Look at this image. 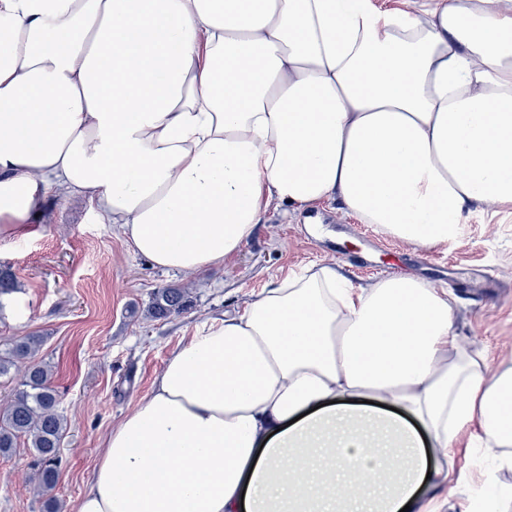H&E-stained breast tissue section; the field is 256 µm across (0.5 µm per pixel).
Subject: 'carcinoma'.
Instances as JSON below:
<instances>
[{"mask_svg":"<svg viewBox=\"0 0 512 512\" xmlns=\"http://www.w3.org/2000/svg\"><path fill=\"white\" fill-rule=\"evenodd\" d=\"M188 306L185 290L169 286L153 294L147 315L163 319L184 312ZM42 342L40 336H27L0 344V378L15 380L5 407L0 409V455L9 454L22 437L30 441L31 468L44 496L58 481V451L67 419L51 366L37 358Z\"/></svg>","mask_w":512,"mask_h":512,"instance_id":"obj_1","label":"carcinoma"}]
</instances>
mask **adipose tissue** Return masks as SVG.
Instances as JSON below:
<instances>
[{
	"label": "adipose tissue",
	"mask_w": 512,
	"mask_h": 512,
	"mask_svg": "<svg viewBox=\"0 0 512 512\" xmlns=\"http://www.w3.org/2000/svg\"><path fill=\"white\" fill-rule=\"evenodd\" d=\"M78 195L153 266L222 265L272 202L411 245L512 209V0H0V226ZM512 488V367L417 277L287 274L173 351L77 512H435L453 446Z\"/></svg>",
	"instance_id": "obj_1"
}]
</instances>
